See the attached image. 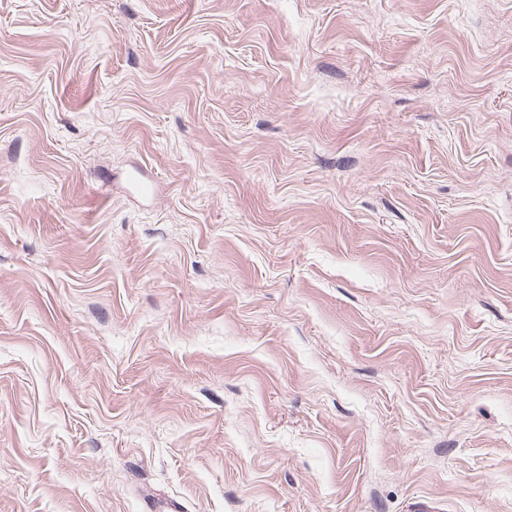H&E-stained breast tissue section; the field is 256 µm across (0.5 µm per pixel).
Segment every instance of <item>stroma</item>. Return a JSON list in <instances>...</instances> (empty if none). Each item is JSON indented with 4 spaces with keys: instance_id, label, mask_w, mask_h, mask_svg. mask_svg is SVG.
Returning <instances> with one entry per match:
<instances>
[{
    "instance_id": "35a3bbf8",
    "label": "stroma",
    "mask_w": 512,
    "mask_h": 512,
    "mask_svg": "<svg viewBox=\"0 0 512 512\" xmlns=\"http://www.w3.org/2000/svg\"><path fill=\"white\" fill-rule=\"evenodd\" d=\"M421 501L512 512V0H0V512Z\"/></svg>"
}]
</instances>
